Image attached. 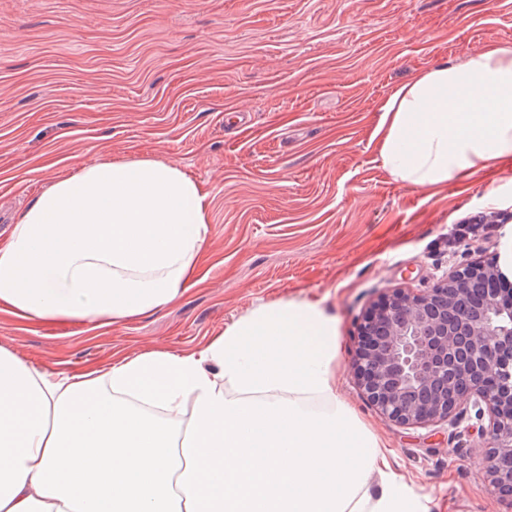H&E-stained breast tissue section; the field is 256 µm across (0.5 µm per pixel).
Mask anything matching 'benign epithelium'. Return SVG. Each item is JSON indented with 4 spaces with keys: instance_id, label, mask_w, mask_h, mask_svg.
<instances>
[{
    "instance_id": "1",
    "label": "benign epithelium",
    "mask_w": 512,
    "mask_h": 512,
    "mask_svg": "<svg viewBox=\"0 0 512 512\" xmlns=\"http://www.w3.org/2000/svg\"><path fill=\"white\" fill-rule=\"evenodd\" d=\"M470 263L422 291L397 289L361 323L353 358L369 402L400 426L448 422L462 405L487 424L478 452L494 492L512 498V285Z\"/></svg>"
}]
</instances>
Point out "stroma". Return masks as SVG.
I'll return each mask as SVG.
<instances>
[{
	"instance_id": "obj_1",
	"label": "stroma",
	"mask_w": 512,
	"mask_h": 512,
	"mask_svg": "<svg viewBox=\"0 0 512 512\" xmlns=\"http://www.w3.org/2000/svg\"><path fill=\"white\" fill-rule=\"evenodd\" d=\"M495 42L512 0H0V242L81 163L180 166L209 201L195 283L108 326L0 310V347L81 373L145 350L189 352L255 304L324 299L340 321V387L388 439L395 469L440 512H512L473 448L475 418L399 426L358 388L366 311L458 264L503 260L512 163L438 190L392 180L378 154L395 87ZM500 217L447 245L452 224Z\"/></svg>"
}]
</instances>
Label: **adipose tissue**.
Returning <instances> with one entry per match:
<instances>
[{
    "instance_id": "obj_1",
    "label": "adipose tissue",
    "mask_w": 512,
    "mask_h": 512,
    "mask_svg": "<svg viewBox=\"0 0 512 512\" xmlns=\"http://www.w3.org/2000/svg\"><path fill=\"white\" fill-rule=\"evenodd\" d=\"M379 155L441 188L512 161V47L492 43L397 86ZM179 166L85 164L0 243V308L112 325L178 302L209 237ZM341 336L320 302L257 304L199 350L78 374L0 347V512H432L343 398Z\"/></svg>"
}]
</instances>
